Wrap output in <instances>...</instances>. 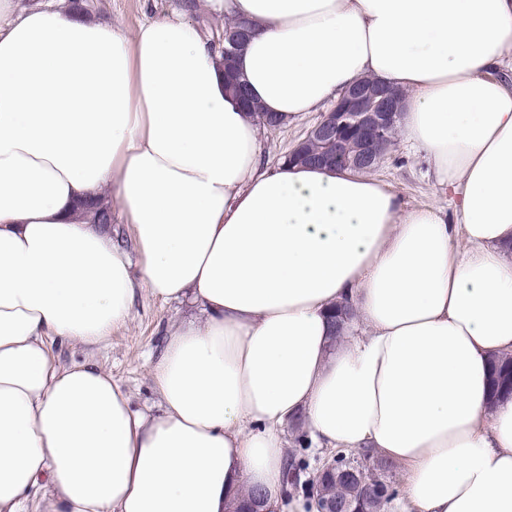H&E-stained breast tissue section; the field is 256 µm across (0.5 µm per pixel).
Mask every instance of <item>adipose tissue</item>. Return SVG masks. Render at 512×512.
I'll return each instance as SVG.
<instances>
[{
	"mask_svg": "<svg viewBox=\"0 0 512 512\" xmlns=\"http://www.w3.org/2000/svg\"><path fill=\"white\" fill-rule=\"evenodd\" d=\"M252 30L261 113L303 119L370 76L454 200L263 163L261 114L182 15L128 33L67 0H0V512H238L283 502L279 428L405 472L398 512H512V0H204ZM118 210L133 248L80 203ZM187 300L136 409L92 348L138 288ZM355 316L334 339L330 309ZM50 346L54 360L62 364H68L74 361H83L88 358V351L84 350L80 346L63 340L51 341ZM491 389L494 397L512 396V359H493L491 364Z\"/></svg>",
	"mask_w": 512,
	"mask_h": 512,
	"instance_id": "obj_1",
	"label": "adipose tissue"
}]
</instances>
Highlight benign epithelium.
Here are the masks:
<instances>
[{
    "label": "benign epithelium",
    "mask_w": 512,
    "mask_h": 512,
    "mask_svg": "<svg viewBox=\"0 0 512 512\" xmlns=\"http://www.w3.org/2000/svg\"><path fill=\"white\" fill-rule=\"evenodd\" d=\"M251 30L243 25L224 31L222 41L228 44L224 52L250 37ZM402 108V96L379 82L363 79L348 86L330 109L287 155L288 160L336 169L371 172L381 163L392 144L390 131ZM320 140L332 146L322 154L305 152L306 146ZM385 467L369 462L354 463L346 470V477L357 488V493L382 486L380 475Z\"/></svg>",
    "instance_id": "obj_1"
}]
</instances>
